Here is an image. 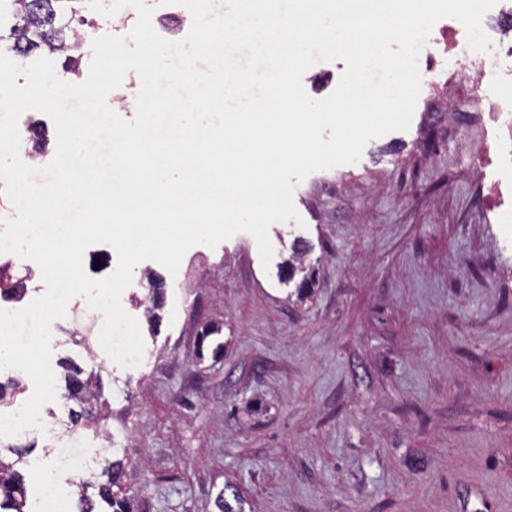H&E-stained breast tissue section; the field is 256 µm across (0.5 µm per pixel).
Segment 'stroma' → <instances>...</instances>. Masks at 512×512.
<instances>
[{"label":"stroma","mask_w":512,"mask_h":512,"mask_svg":"<svg viewBox=\"0 0 512 512\" xmlns=\"http://www.w3.org/2000/svg\"><path fill=\"white\" fill-rule=\"evenodd\" d=\"M76 70L92 42L125 37L127 10L85 9ZM494 84L455 79L419 96L408 130L371 140L359 162L296 184L300 222L270 226V266L252 235L196 245L177 274L146 260L121 296L145 343L138 367L85 339L83 297L52 325V369L100 371V424L66 431L62 398L20 465L27 508L40 512L38 475L52 449L73 447L83 472L122 454L141 512H215L235 485L246 512H462L480 490L489 512H512V275L507 242L480 190L494 174L472 146L495 127L477 98ZM22 142L57 146L53 121L25 111ZM308 248L311 288L284 282L294 241ZM164 285L157 328L145 312L147 274Z\"/></svg>","instance_id":"35a3bbf8"}]
</instances>
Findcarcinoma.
Here are the masks:
<instances>
[{"label":"carcinoma","instance_id":"obj_1","mask_svg":"<svg viewBox=\"0 0 512 512\" xmlns=\"http://www.w3.org/2000/svg\"><path fill=\"white\" fill-rule=\"evenodd\" d=\"M84 0H0V14L8 11L15 19L9 29V36L0 34V43L9 40V50L19 52V45L28 46L26 54L45 49L51 53H70L68 60L74 63L72 53L79 49L72 22L81 12ZM26 289L17 281L0 279V298L5 301L17 300ZM64 399L80 404V411L71 418V425L94 423L96 421L93 391L94 372H85L72 364L65 367ZM25 448L0 443V512H25L27 488L24 477L15 466L23 461ZM131 459L123 456L106 462L101 472L88 477L78 475L73 484L78 490V512H95L96 504L87 495L88 489H96L97 499L107 506L106 512H138L133 498L124 487V477ZM218 512H243L241 496L232 492L227 499L225 491L216 498Z\"/></svg>","mask_w":512,"mask_h":512}]
</instances>
